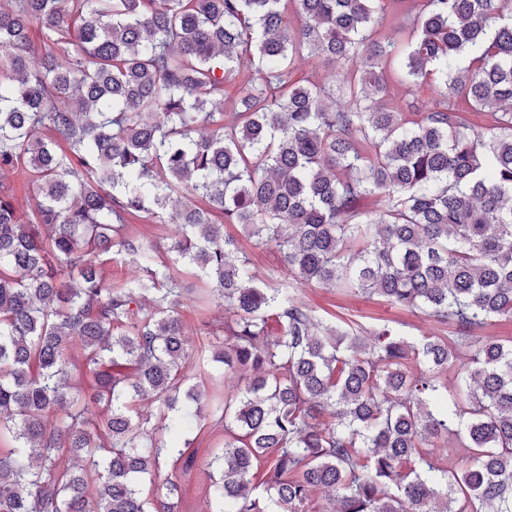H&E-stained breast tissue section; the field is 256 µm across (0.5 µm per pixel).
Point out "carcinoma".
<instances>
[{
  "mask_svg": "<svg viewBox=\"0 0 512 512\" xmlns=\"http://www.w3.org/2000/svg\"><path fill=\"white\" fill-rule=\"evenodd\" d=\"M427 82L426 112L394 92ZM173 207L163 247L130 230ZM226 224L299 284L456 335L326 323L259 280ZM115 256L144 275L108 283ZM187 272L224 309L209 363L244 386L222 397L187 374ZM502 319L512 0H0V512H180L176 483L142 485L208 406L211 512H308L320 489L331 512H512V338L473 335ZM455 442L448 467L433 449ZM5 181L10 183L14 188V204L17 213L26 217L32 212L35 206L32 192L23 183V179L18 175L10 174L6 177Z\"/></svg>",
  "mask_w": 512,
  "mask_h": 512,
  "instance_id": "1",
  "label": "carcinoma"
}]
</instances>
